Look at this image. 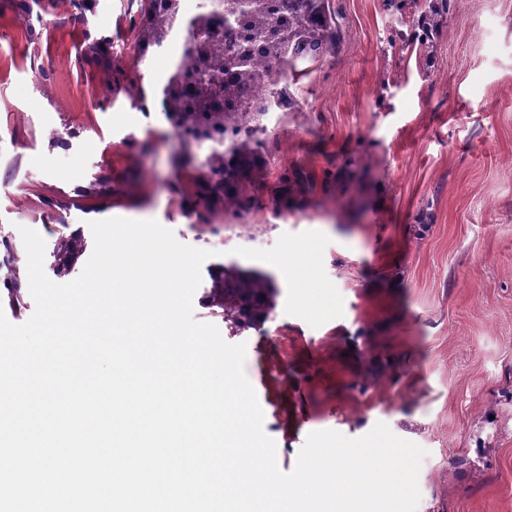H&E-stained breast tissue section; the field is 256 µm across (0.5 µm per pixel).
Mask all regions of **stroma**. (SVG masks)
Here are the masks:
<instances>
[{
	"instance_id": "stroma-1",
	"label": "stroma",
	"mask_w": 512,
	"mask_h": 512,
	"mask_svg": "<svg viewBox=\"0 0 512 512\" xmlns=\"http://www.w3.org/2000/svg\"><path fill=\"white\" fill-rule=\"evenodd\" d=\"M0 0V227L47 245L90 222L154 220L210 251L196 321L246 346L280 470L309 433L385 423L426 451L417 512H512V0H449L429 53L400 0H328L334 58L266 116L243 213L199 200L206 153L176 142L139 55L140 0ZM106 39V71L89 46ZM136 87L142 99L129 97ZM270 275L268 318L214 315L212 275Z\"/></svg>"
}]
</instances>
